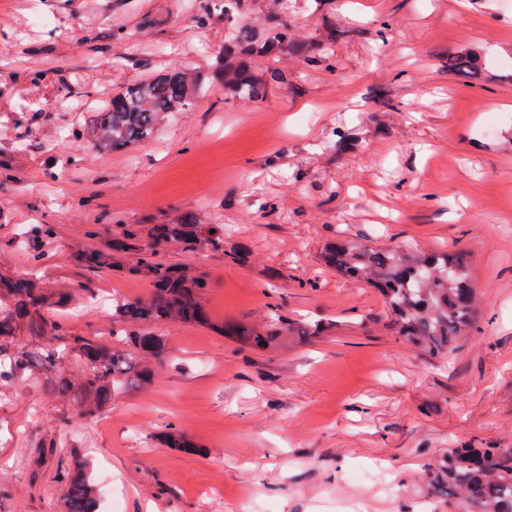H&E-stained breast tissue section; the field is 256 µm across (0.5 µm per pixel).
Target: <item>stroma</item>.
Instances as JSON below:
<instances>
[{"mask_svg":"<svg viewBox=\"0 0 512 512\" xmlns=\"http://www.w3.org/2000/svg\"><path fill=\"white\" fill-rule=\"evenodd\" d=\"M143 14L154 27H135ZM193 14L184 0H0V141L12 147L0 152V268L28 273V226L59 225L49 285L77 294L72 334L107 339L112 316L98 301L145 299L150 288L73 268L71 245L92 224L104 241L117 223L191 213L251 252L243 267L159 250L207 275L216 319L259 324L274 305L329 330L257 354L166 324L171 357L153 386L116 390L93 419L50 393L44 374L0 382V512H60L53 474L77 436L121 512H469L433 492L426 468L451 448L512 447V82L502 66L512 0H336L352 31L335 46V73L285 56L292 84L265 100L208 95L125 155L73 140L88 111L151 74L160 55L196 68L214 60L224 27H198ZM381 16L395 26L378 53L368 32ZM117 26L131 33L123 57L112 53ZM470 43L487 73L466 81L446 64ZM398 73L405 86L391 108L380 93ZM18 112L37 119L16 125ZM340 122L364 139L339 156L329 133ZM492 123L499 137L487 135ZM260 198L276 202L273 218L255 208ZM341 233L466 254L476 332L444 359L391 336L379 295L321 261ZM170 423L207 455L155 445ZM39 438L43 455L19 468L16 448Z\"/></svg>","mask_w":512,"mask_h":512,"instance_id":"35a3bbf8","label":"stroma"}]
</instances>
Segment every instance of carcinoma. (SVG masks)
Returning a JSON list of instances; mask_svg holds the SVG:
<instances>
[{
	"mask_svg": "<svg viewBox=\"0 0 512 512\" xmlns=\"http://www.w3.org/2000/svg\"><path fill=\"white\" fill-rule=\"evenodd\" d=\"M336 0H308V10L319 20L318 33L301 37L275 16L253 24L236 21L253 14L256 0H198L195 22L224 23V50L206 71L172 66L165 60L153 75L122 84L76 131L75 139L101 151L120 153L155 136L174 112H187L195 101L218 89L224 99L262 101L270 90L289 84L288 71L257 69L262 60L276 61L288 54L301 64L336 70L332 45L347 30L331 20ZM484 71V54L475 44L462 45L448 55V72L477 79ZM336 154L350 152L357 143L350 129L333 132ZM59 235L54 224H33L26 231L30 262L43 273L54 267L53 245ZM159 246L193 252L202 246L243 265L249 252L228 248L224 225L204 224L184 215L164 224H125L101 246H82L75 263L88 271H117L146 282V299L112 304V339L70 336L50 311L65 309L71 296L45 290L22 275L0 274V380L33 373L46 374L48 388L79 400L84 414L97 415L122 385L147 387L156 377L157 363L170 356L165 336L156 328L167 323L200 327L227 336L259 352L278 347L281 337L319 333V323H297L276 310L255 326L222 322L206 305L208 279L190 264L162 262L143 256ZM326 266L344 279L374 288L382 298L386 317L397 336L430 356H444L459 338L475 328L476 290L467 261L454 252L409 247L376 249L348 235L325 245ZM64 341L66 351L88 371L74 380L59 366L61 354L39 345L47 335ZM155 444L174 452L202 456L207 449L178 427L168 424L153 436ZM431 482L448 495L464 499L472 512H512V448H450L431 464ZM64 512H99V493L90 458L74 452L57 464Z\"/></svg>",
	"mask_w": 512,
	"mask_h": 512,
	"instance_id": "carcinoma-1",
	"label": "carcinoma"
}]
</instances>
